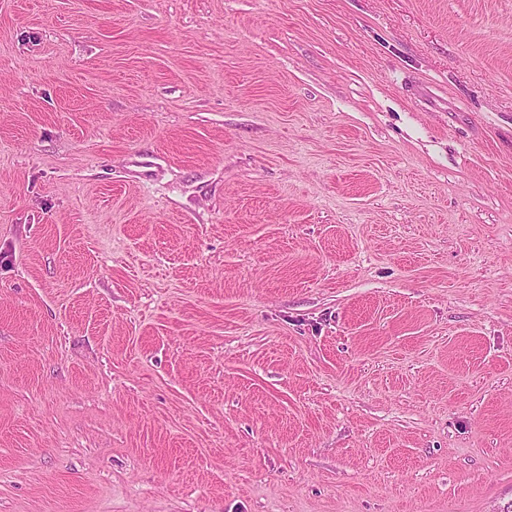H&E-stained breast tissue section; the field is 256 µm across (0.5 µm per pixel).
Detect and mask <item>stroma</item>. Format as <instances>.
<instances>
[{"label":"stroma","instance_id":"obj_1","mask_svg":"<svg viewBox=\"0 0 512 512\" xmlns=\"http://www.w3.org/2000/svg\"><path fill=\"white\" fill-rule=\"evenodd\" d=\"M512 504V0H0V512Z\"/></svg>","mask_w":512,"mask_h":512}]
</instances>
